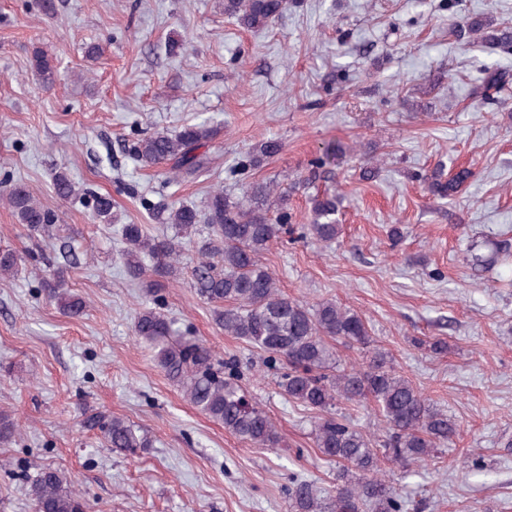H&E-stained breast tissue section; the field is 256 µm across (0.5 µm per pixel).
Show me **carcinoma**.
<instances>
[{"mask_svg": "<svg viewBox=\"0 0 512 512\" xmlns=\"http://www.w3.org/2000/svg\"><path fill=\"white\" fill-rule=\"evenodd\" d=\"M285 4L286 0H224V13L249 29H260L267 27ZM482 30L483 24L471 21L461 26L458 36L468 34L504 52L512 51V28L488 35ZM32 66L44 82H53L54 66L38 48L33 52ZM511 90L512 80L502 72H491L485 78L483 94L489 104L498 103ZM216 137L217 132L206 124H191L174 134L156 132L139 139L131 153L148 166L170 165L175 180L196 179L210 171L211 157L206 148ZM278 149L277 141L267 140L253 148L248 162L257 164ZM469 176L470 172L460 171L446 178L436 170L430 176L429 188L441 198H450ZM54 189L63 199L76 192L63 170L55 175ZM273 195L271 184L253 182L234 201L218 189L201 209L168 207L162 221L175 233L164 239L150 236L143 224L121 225L119 255L125 272L150 291L158 287L156 278L179 274L182 244L194 243L199 261L192 287L199 298L212 304L215 323L225 335L266 354L267 364L282 369L278 387L283 395L321 414L314 425L315 447L322 457L340 467L335 494L325 498L315 485L297 479L288 488L293 512H399V495L382 478L381 464L388 462L402 469L421 465L458 434L459 426L383 354L374 353L365 367L340 365L336 343L365 348L370 344L367 323L359 314L334 301L309 305L281 292L262 262L269 247L288 233V215L272 211ZM5 200L18 221L34 231L51 221L48 212L22 186L9 190ZM310 201L311 223L304 225L307 234L321 243L336 240L340 232L336 196L318 193ZM93 213L100 223H111V199L95 197ZM495 253L500 259L470 254L468 262L474 276L499 261L505 277L512 278V243L502 241ZM19 261L14 251L0 252V277L14 275ZM54 298L68 314L83 311L84 302L62 288L54 292ZM133 333L152 351L156 366L202 413L254 446L272 448L278 443L273 420L248 398L240 384L238 361L217 358L202 340L177 332L173 322L154 307L137 314ZM367 399L373 401L382 418L383 434L377 438L333 411L339 402L357 405ZM80 426L99 435L106 447L127 456L134 457L152 446L137 425L106 412L86 416ZM18 432L19 423L0 414V444L12 442ZM24 484L35 512H90L87 500L56 469L26 475Z\"/></svg>", "mask_w": 512, "mask_h": 512, "instance_id": "carcinoma-1", "label": "carcinoma"}]
</instances>
